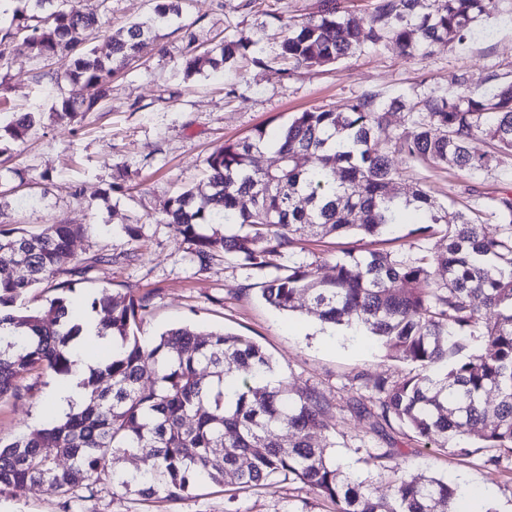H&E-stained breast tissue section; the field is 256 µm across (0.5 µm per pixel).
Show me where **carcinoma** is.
I'll return each instance as SVG.
<instances>
[{
	"label": "carcinoma",
	"mask_w": 512,
	"mask_h": 512,
	"mask_svg": "<svg viewBox=\"0 0 512 512\" xmlns=\"http://www.w3.org/2000/svg\"><path fill=\"white\" fill-rule=\"evenodd\" d=\"M0 23V62L6 47L23 40L38 61L58 68L48 76L65 82L67 94L55 116L74 122L104 107L112 80L131 62L156 48L155 24L179 17L184 0H152V23L137 22L110 39L98 54L84 48L98 17L76 0H26ZM504 0H373L366 23L346 0H319L301 18L276 13L284 36L279 55L288 73L334 65L368 50L394 47L404 58L425 54L439 43L464 41L476 22L499 11ZM256 36L226 35L205 51L186 27L182 58L186 72L202 62L227 69L252 56ZM489 94L469 90L467 76L450 77L453 93L419 84L411 96L365 92L342 108L312 107L294 113L273 138L263 128L226 140L206 158V178L168 201L165 221L190 245L202 269L222 254L250 270L273 271L261 297L279 311H294L305 297L307 312L331 326L347 324L376 337L392 356L416 366L411 376L370 382L372 407L362 412L380 424L409 428L424 446L471 454L478 442L495 453L499 466L512 456V197L489 196L475 205L448 206L417 183L400 197L392 193L393 158L434 170L473 177L512 160V79L497 74ZM96 95L87 101L84 89ZM406 112V126L388 128L392 112ZM36 123L19 115L0 132V154L8 142L24 140ZM481 141L487 149H476ZM272 147L273 168H259L255 155ZM313 156L316 166L304 160ZM422 216L419 238L386 247L400 214ZM0 269L22 264L21 277L0 276V400L16 397L19 382L38 371L68 376L78 360L81 322L97 319L98 333L112 338V354L89 369L86 398L62 419L46 420L0 444V495L39 485L59 496L82 487L93 492L102 476L127 494L177 500L198 484L234 479L256 488L284 475L328 502L329 512H460L463 493L436 477L395 480L393 496L381 500L365 481L342 470L321 434L323 407L313 390H295L288 377L274 387L272 360L248 336L191 326L171 328L144 344L138 337L147 298L101 295L75 306L77 281L61 283L63 294L44 306L19 304L30 288L71 266L73 239L81 224L58 222L39 234L1 228ZM369 236L373 247L349 249L336 258L334 275L316 274L320 256L294 261L306 244L327 237ZM470 338L475 353L459 352ZM494 390L498 402L484 400ZM137 457L133 472L114 467Z\"/></svg>",
	"instance_id": "carcinoma-1"
}]
</instances>
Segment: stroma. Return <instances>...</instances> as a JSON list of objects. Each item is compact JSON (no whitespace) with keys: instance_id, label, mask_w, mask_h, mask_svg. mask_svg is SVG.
<instances>
[{"instance_id":"1","label":"stroma","mask_w":512,"mask_h":512,"mask_svg":"<svg viewBox=\"0 0 512 512\" xmlns=\"http://www.w3.org/2000/svg\"><path fill=\"white\" fill-rule=\"evenodd\" d=\"M240 0H186L181 17L157 31V47L147 60L131 63L112 84L102 110L86 113L80 123L57 121L53 104L64 85L47 84L51 63L33 59L23 42L10 44L0 70V126L14 114L38 112L42 118L24 141L11 144L0 160V182L16 187L7 199V226L27 233L66 221L87 225L73 245L75 265L83 272L72 295L88 303L101 293H132L148 299L140 334L153 340L166 328L183 324L224 328L251 337L272 358L276 375L296 389H315L328 407L323 420L348 472L365 479L374 496L391 498L386 471L371 468L369 453L393 451L403 476H434L458 485L466 496L463 512H512V460L499 469L486 467L485 450L455 456L444 448L423 447L414 433L399 425L373 430L368 416L355 407L368 403L367 378L397 380L413 366L388 356L378 340L342 327L324 328L314 316L286 313L259 294L266 274L237 262L216 260L199 268L190 249L166 224L167 202L200 181L207 156L225 140L249 135L255 128L274 130L292 113L315 106H343L374 90L409 94L417 83L447 87L449 76L466 71L470 90L491 91L490 72L512 74V5L503 4L491 18L477 22L464 45L440 44L430 54L407 60L381 49L317 71L287 74L277 58L282 39L275 13L298 18L315 12L319 0H263L243 9ZM87 13H106L90 47L104 52L110 36L129 22L147 20L151 0H78ZM200 39L223 33L259 32L262 64L242 63L238 70L204 67L185 75L181 55L182 26ZM393 184L404 195L415 181L426 182L444 203H465L470 191L512 193V166L468 178L397 162ZM138 226L130 239L125 225ZM107 262H100V255ZM56 378L28 374L19 396L0 402V439L11 440L25 427L41 426L52 416ZM329 506L302 482L276 478L264 487L236 496L202 484L183 499L145 500L125 494L101 477L93 492L67 497L29 485L0 495V512H328Z\"/></svg>"}]
</instances>
